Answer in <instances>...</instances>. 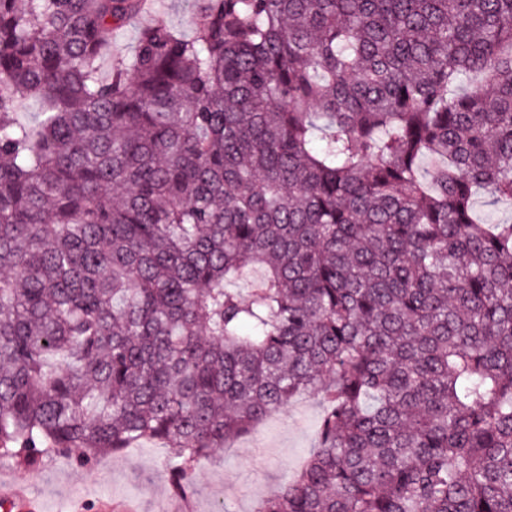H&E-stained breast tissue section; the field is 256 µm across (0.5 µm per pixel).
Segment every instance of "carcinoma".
I'll list each match as a JSON object with an SVG mask.
<instances>
[{
    "label": "carcinoma",
    "mask_w": 512,
    "mask_h": 512,
    "mask_svg": "<svg viewBox=\"0 0 512 512\" xmlns=\"http://www.w3.org/2000/svg\"><path fill=\"white\" fill-rule=\"evenodd\" d=\"M144 2L0 0V458L183 494L316 392L258 512H512V0H193L101 78ZM135 31L136 25H131L113 37L111 54L105 55L99 63L102 77H109L112 73V66L132 53L135 44Z\"/></svg>",
    "instance_id": "obj_1"
}]
</instances>
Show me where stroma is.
Here are the masks:
<instances>
[{"label":"stroma","instance_id":"obj_1","mask_svg":"<svg viewBox=\"0 0 512 512\" xmlns=\"http://www.w3.org/2000/svg\"><path fill=\"white\" fill-rule=\"evenodd\" d=\"M322 411L317 396L295 397L286 410L195 464L184 497L172 494L166 451L156 442L93 459L74 448L33 464L9 459L5 466L53 510L82 491L129 502L136 512H257L310 452Z\"/></svg>","mask_w":512,"mask_h":512}]
</instances>
